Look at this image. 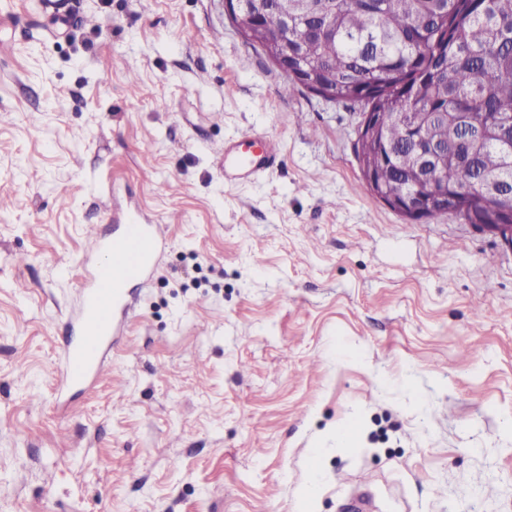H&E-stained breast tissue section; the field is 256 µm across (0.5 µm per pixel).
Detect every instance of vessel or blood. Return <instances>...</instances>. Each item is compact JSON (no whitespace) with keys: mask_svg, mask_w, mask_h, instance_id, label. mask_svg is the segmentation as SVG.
I'll return each mask as SVG.
<instances>
[{"mask_svg":"<svg viewBox=\"0 0 512 512\" xmlns=\"http://www.w3.org/2000/svg\"><path fill=\"white\" fill-rule=\"evenodd\" d=\"M277 148L269 139L254 142L252 149L228 142L218 152L224 163V179L245 180L265 171L275 162ZM166 237L160 225L141 221L126 213L111 237L95 236L90 255L105 256L83 283L75 316L77 336L62 349L57 377L59 395L88 384L103 366V354L114 346L132 307L130 290L156 273Z\"/></svg>","mask_w":512,"mask_h":512,"instance_id":"b4317fda","label":"vessel or blood"}]
</instances>
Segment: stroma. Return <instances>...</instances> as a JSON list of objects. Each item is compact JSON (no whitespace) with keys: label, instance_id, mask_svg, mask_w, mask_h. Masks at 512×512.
I'll use <instances>...</instances> for the list:
<instances>
[{"label":"stroma","instance_id":"35a3bbf8","mask_svg":"<svg viewBox=\"0 0 512 512\" xmlns=\"http://www.w3.org/2000/svg\"><path fill=\"white\" fill-rule=\"evenodd\" d=\"M285 81L221 0H10L0 512H512V247L367 195L358 113ZM256 133L277 162L225 184ZM130 206L158 271L59 403L87 232Z\"/></svg>","mask_w":512,"mask_h":512}]
</instances>
